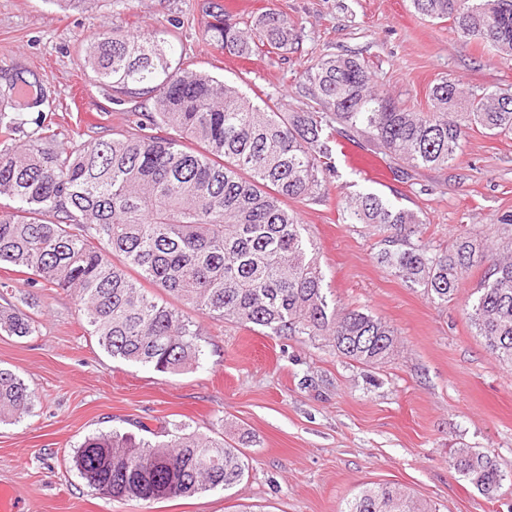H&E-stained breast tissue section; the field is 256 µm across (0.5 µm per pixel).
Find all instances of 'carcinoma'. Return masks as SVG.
Listing matches in <instances>:
<instances>
[{"label":"carcinoma","mask_w":512,"mask_h":512,"mask_svg":"<svg viewBox=\"0 0 512 512\" xmlns=\"http://www.w3.org/2000/svg\"><path fill=\"white\" fill-rule=\"evenodd\" d=\"M416 12L451 20L459 37L512 60V0H410ZM204 41L231 56L295 52L294 22L265 12L248 32L209 2ZM177 35L158 40L114 25L86 41L80 65L117 94L141 90L153 109L105 139L85 138L80 123L53 127L43 116L16 144L22 111L46 100L39 80L18 72L0 95V265L27 274L33 288L72 295L88 334L115 360L180 374L200 366L198 325L181 307L269 336H311L362 365L387 364L392 326L328 296L315 245L288 202L313 200L334 170L325 131L334 124L364 133L394 163L446 167L468 132L512 133V94L476 95L455 79L429 91L415 111L377 88L365 60L327 54L302 74L314 103L277 112L207 72L182 67ZM164 130L157 136L146 130ZM71 147L55 148L59 137ZM347 224H373L394 245L378 261L433 301L448 302L474 266L488 264L478 296L465 307L476 334L512 365V257L472 236L451 251L409 241L423 219L374 193L340 200ZM33 314L0 305V333L36 332ZM34 393L0 368V422L32 412ZM165 441L112 432L87 437L72 457L86 483L114 502L151 503L229 490L249 468L246 453L220 436L173 425ZM454 468L493 499L504 473L490 454L457 452ZM342 512H430L388 486H365Z\"/></svg>","instance_id":"carcinoma-1"}]
</instances>
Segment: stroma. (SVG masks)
I'll list each match as a JSON object with an SVG mask.
<instances>
[{"label": "stroma", "instance_id": "obj_1", "mask_svg": "<svg viewBox=\"0 0 512 512\" xmlns=\"http://www.w3.org/2000/svg\"><path fill=\"white\" fill-rule=\"evenodd\" d=\"M239 24L275 10L301 34L288 58H235L200 41L206 0H96L74 10L54 0H0V86L27 71L85 132L108 139L129 113L147 112L145 94L113 101L82 71L77 48L111 25L165 38L179 23L184 64L237 87L252 100L270 96L291 112L307 99L299 77L311 58L354 51L375 82L408 107L430 106V87L456 79L475 92L512 93V62L491 47L460 39L452 22L418 14L409 0H218ZM328 196L297 204L313 240L324 285L337 301L367 309L396 331L395 355L373 369L340 356L323 340L267 336L190 312L201 327L200 367L176 375L112 360L83 328L74 299L29 287L0 266L9 301L32 302L39 321L26 338L0 336V367L36 395L28 416L0 423V482L14 485L27 512H342L364 485L399 488L434 512H512V367L476 336L464 304L479 288L472 268L457 296L434 303L378 263L385 231L343 223L338 202L373 192L418 213L417 240L445 250L463 234L493 233L512 247L503 216L512 214V135L471 130L457 159L399 177L382 160L385 184L335 156ZM246 440L249 470L230 490L153 504L122 505L88 486L72 464L86 437L117 431L159 441L171 424ZM489 453L505 475L487 499L459 472L455 452Z\"/></svg>", "mask_w": 512, "mask_h": 512}]
</instances>
